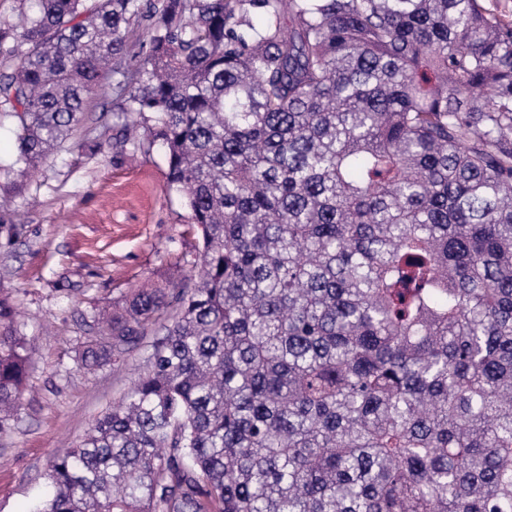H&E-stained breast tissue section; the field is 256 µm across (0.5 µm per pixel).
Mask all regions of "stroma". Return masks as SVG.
<instances>
[{
	"instance_id": "obj_1",
	"label": "stroma",
	"mask_w": 512,
	"mask_h": 512,
	"mask_svg": "<svg viewBox=\"0 0 512 512\" xmlns=\"http://www.w3.org/2000/svg\"><path fill=\"white\" fill-rule=\"evenodd\" d=\"M102 154L73 142L46 159L0 224V296L16 305L32 349L20 410L0 430V512H31L51 461L120 400L150 354L133 349L120 371L83 368L75 353L91 306L103 307L178 256L194 254L190 214L168 185L160 150L120 160L112 146L113 102L91 94Z\"/></svg>"
}]
</instances>
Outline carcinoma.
<instances>
[{
	"instance_id": "obj_1",
	"label": "carcinoma",
	"mask_w": 512,
	"mask_h": 512,
	"mask_svg": "<svg viewBox=\"0 0 512 512\" xmlns=\"http://www.w3.org/2000/svg\"><path fill=\"white\" fill-rule=\"evenodd\" d=\"M19 180L112 76L196 274L92 308L147 368L37 512H512V21L481 0H15ZM32 351L0 297V428Z\"/></svg>"
}]
</instances>
